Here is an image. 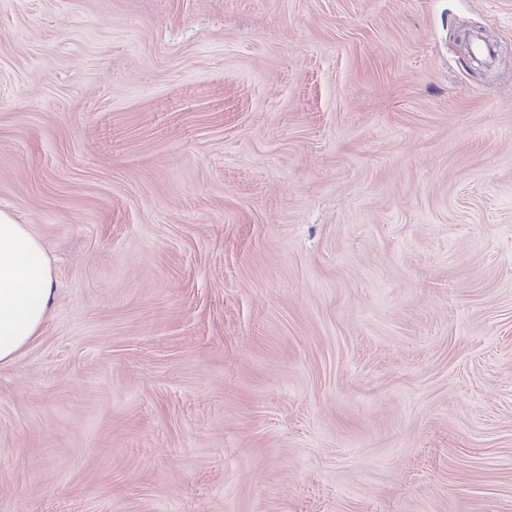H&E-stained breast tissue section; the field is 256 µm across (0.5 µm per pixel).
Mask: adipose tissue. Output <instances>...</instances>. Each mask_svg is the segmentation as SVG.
I'll list each match as a JSON object with an SVG mask.
<instances>
[{"mask_svg":"<svg viewBox=\"0 0 512 512\" xmlns=\"http://www.w3.org/2000/svg\"><path fill=\"white\" fill-rule=\"evenodd\" d=\"M54 298L42 242L28 225L0 211V364L11 361L39 334Z\"/></svg>","mask_w":512,"mask_h":512,"instance_id":"adipose-tissue-1","label":"adipose tissue"}]
</instances>
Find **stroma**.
<instances>
[{
  "mask_svg": "<svg viewBox=\"0 0 512 512\" xmlns=\"http://www.w3.org/2000/svg\"><path fill=\"white\" fill-rule=\"evenodd\" d=\"M0 211V512H512V0H0ZM54 298L42 242L28 225L0 211V364L11 361L39 334Z\"/></svg>",
  "mask_w": 512,
  "mask_h": 512,
  "instance_id": "obj_1",
  "label": "stroma"
}]
</instances>
